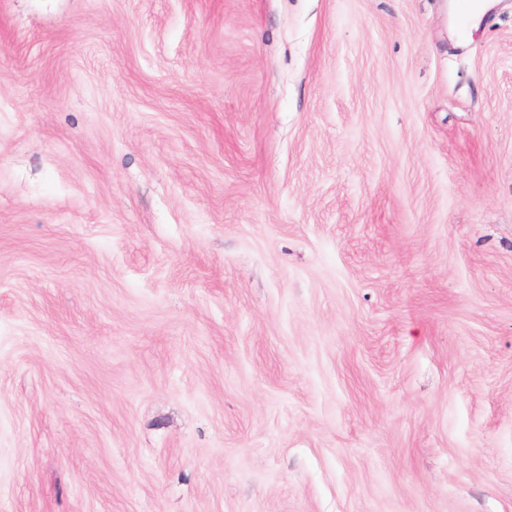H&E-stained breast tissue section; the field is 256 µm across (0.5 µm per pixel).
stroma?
<instances>
[{
    "label": "stroma",
    "mask_w": 512,
    "mask_h": 512,
    "mask_svg": "<svg viewBox=\"0 0 512 512\" xmlns=\"http://www.w3.org/2000/svg\"><path fill=\"white\" fill-rule=\"evenodd\" d=\"M0 0V512H512V0Z\"/></svg>",
    "instance_id": "35a3bbf8"
}]
</instances>
